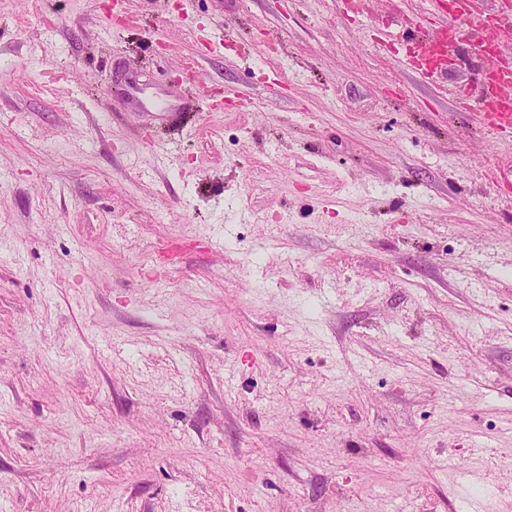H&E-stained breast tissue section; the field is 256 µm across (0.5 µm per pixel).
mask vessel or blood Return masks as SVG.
<instances>
[{
	"mask_svg": "<svg viewBox=\"0 0 512 512\" xmlns=\"http://www.w3.org/2000/svg\"><path fill=\"white\" fill-rule=\"evenodd\" d=\"M492 11L477 14L449 8L447 0H434L432 8L407 14L398 38L406 46L404 62L425 79L442 76L450 56L465 49L479 53ZM512 84V71L496 74L493 62H486L478 81L460 85L454 94L455 109L478 108L482 123L502 140L512 139V97L500 96L497 84Z\"/></svg>",
	"mask_w": 512,
	"mask_h": 512,
	"instance_id": "b4317fda",
	"label": "vessel or blood"
}]
</instances>
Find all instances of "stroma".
<instances>
[{"label": "stroma", "mask_w": 512, "mask_h": 512, "mask_svg": "<svg viewBox=\"0 0 512 512\" xmlns=\"http://www.w3.org/2000/svg\"><path fill=\"white\" fill-rule=\"evenodd\" d=\"M405 9L0 0V512H512V144Z\"/></svg>", "instance_id": "35a3bbf8"}]
</instances>
